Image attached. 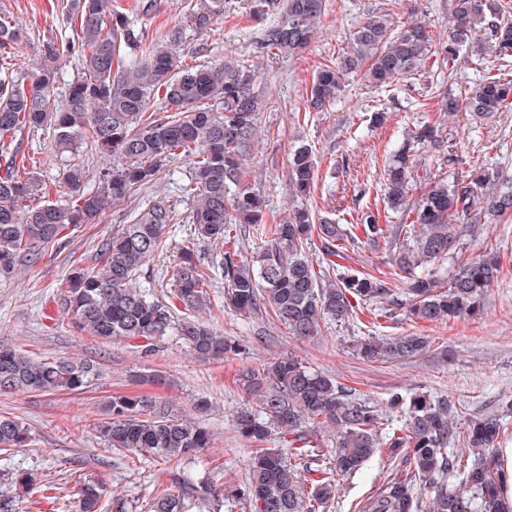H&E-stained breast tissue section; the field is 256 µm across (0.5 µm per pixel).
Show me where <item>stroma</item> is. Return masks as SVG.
Instances as JSON below:
<instances>
[{
  "label": "stroma",
  "mask_w": 512,
  "mask_h": 512,
  "mask_svg": "<svg viewBox=\"0 0 512 512\" xmlns=\"http://www.w3.org/2000/svg\"><path fill=\"white\" fill-rule=\"evenodd\" d=\"M69 0H0V20L22 28L24 42L8 48L0 59V77L22 78L39 58L42 41H72ZM149 15L133 11L134 0H112L114 9L127 13L145 39L183 34L182 63L251 65L263 75L255 90L262 97L257 131L245 184L266 201V221L279 223L300 206L316 216L349 224L358 212L384 208L385 170L409 130L436 123L439 134L457 156L448 167L433 150L420 152L413 192L421 194L425 178H443L455 171L489 167L512 179V110L494 114L481 124H470L464 113L449 116L436 108L439 93L465 96L486 73L512 78V57L504 59L460 53L455 65L430 61L390 85L371 86L362 74L349 75L336 101L321 112L309 110L306 96L313 75L336 64L349 46L360 21L370 15H388L392 27L427 22L434 40L446 39L452 0H325V12L309 47L293 57L256 53L261 27L246 20L248 0H224V14L211 30L197 33L186 17L195 0H156ZM383 111V124L373 112ZM14 144L25 153L32 172L51 188V201L67 198L63 172L83 168L89 182H97L102 169L115 166V158L101 155L89 142L60 151L52 131L25 130ZM311 147L317 161L316 186L310 197H294L288 185L289 158L299 145ZM192 164L184 158L167 162L157 182L131 197L121 208L110 209L97 224L71 231L62 246L43 250L36 263H19L13 276L0 280V340L37 358L69 355L95 361L102 377L83 391L0 394V414L23 420L31 430L26 447L0 454L1 469L38 473L44 486L18 502L17 512H75L79 480L104 483L107 498L122 499L127 512H147L155 486L171 483L173 476L189 473L217 488L243 483L248 476L254 445L233 426L237 410L255 404L236 383L240 370L274 358L292 355L313 370L331 375L374 401L391 393L423 391L447 398L455 409L457 425L490 412L503 398H512V213L498 223L480 227L468 239V255L492 249L502 260L500 276L489 301L478 316L419 324L401 313L382 317L385 300L343 323L325 321L315 340L291 336L272 317L244 319L224 306V280L210 283V312L214 326L235 338L244 355L227 361L198 358L176 333H168L152 352L137 341L101 343L79 331L61 305L57 286L75 262L89 264L99 244L111 237L124 216L142 205L152 193L169 195L175 218L165 236L162 254L145 267L143 285L161 286L170 277L174 258L188 240L186 202L178 185L187 182ZM416 333L427 337L429 350L403 361H381L360 355V341L371 336ZM150 392L162 397L174 414L191 415L198 399L208 402L206 422L212 433L210 448L182 459L165 460L148 453L107 447L95 426L111 397L118 393ZM389 449H380L353 476L340 479L336 497L325 512H358L359 504L375 494L390 472ZM82 457L80 473L71 461Z\"/></svg>",
  "instance_id": "35a3bbf8"
}]
</instances>
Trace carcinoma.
Here are the masks:
<instances>
[{
	"mask_svg": "<svg viewBox=\"0 0 512 512\" xmlns=\"http://www.w3.org/2000/svg\"><path fill=\"white\" fill-rule=\"evenodd\" d=\"M112 0H74L71 24L77 40L63 46L42 44L40 63L20 79H0V276L10 274L22 259L35 262L42 249L66 236V231L99 219L109 206H118L155 183L162 165L177 157L193 162L185 221L192 224V243L181 246L167 298L139 285L142 269L163 250L165 227L174 219L170 197L155 195L129 215L112 237L101 244L92 264H76L60 285L64 306L76 326L102 343L141 340L151 352L155 341L176 330L200 357L222 361L243 351L240 341L219 333L213 324L193 314L209 309L211 275L194 249L196 242L226 245L218 261L225 296L239 314L270 311L298 338L319 335L320 322L350 319L359 305L390 298L397 309L417 323L461 319L480 313L489 288L498 280L501 260L484 250L454 265L448 286L439 284L440 262L467 250L470 223L491 224L512 212V182L485 169L464 178L433 180L409 202L414 154L441 148L436 127L424 123L412 130L387 169L386 208L400 213V223L383 224L379 211L367 209L344 226L329 219L314 221L298 208L278 224L264 223L263 197L243 185L255 121L262 104L254 91L259 72L227 63L185 67L176 44L146 43ZM325 0H254L257 18L276 16L263 28L259 53L295 55L316 33ZM512 0H453L448 38L432 42L422 22L399 30L384 15L368 17L354 31L350 48L337 65H326L312 78L306 105L316 111L329 106L345 75L361 67L375 86L389 85L423 66L430 57L452 64L460 50L490 49L512 56ZM224 15V0H200L189 15L191 27L206 31ZM22 31L0 21V49L18 42ZM77 50L82 76L67 84L58 99L60 63L64 53ZM161 97L166 114L150 112ZM439 110H464L475 122L512 106V80L486 75L460 99L444 93ZM50 126L65 148L88 140L102 155L118 156L123 164L99 173L89 187L78 168L64 173L69 188L65 204L49 200L33 172L20 166L9 139L23 129ZM316 160L312 149L294 150L288 167L295 194L307 196L314 186ZM264 229L265 244L251 254L234 247L249 227ZM318 238L322 259L336 266L346 243L384 244L402 286L371 273L360 275L343 267L329 279L314 266L306 249ZM181 308L189 316L175 319ZM429 349L418 335L369 339L368 355L411 358ZM96 366L70 356L34 358L0 341V393L80 390L97 379ZM238 386L258 398L257 407L237 412L235 426L244 438L278 446L256 448L250 475L226 497L247 504L251 512H317L334 499L336 478L356 471L374 454L390 449L398 464L385 477L362 512H512L500 499L495 443L504 430V401L493 413L456 427L446 398L425 392L391 394L383 402L361 399L336 379L310 370L293 356L246 368ZM403 417L388 433L389 414ZM330 425L336 432L331 476L315 469L318 448L309 436L311 424ZM100 437L113 448L148 452L168 460L189 456L211 446L208 428L191 416L172 414L169 405L151 393L116 395L106 417L98 422ZM28 427L19 419L0 415V451L28 444ZM0 490V512H17L21 494L37 484L34 473L15 471ZM177 490H172V487ZM211 488L189 477L157 487L149 512H186V500L204 496ZM104 487L81 484L77 512H103Z\"/></svg>",
	"mask_w": 512,
	"mask_h": 512,
	"instance_id": "1",
	"label": "carcinoma"
}]
</instances>
